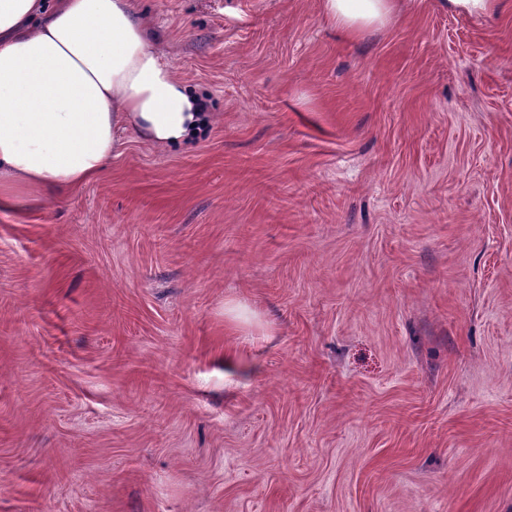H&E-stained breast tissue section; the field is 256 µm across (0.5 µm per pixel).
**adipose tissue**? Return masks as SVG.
Masks as SVG:
<instances>
[{"label": "adipose tissue", "mask_w": 512, "mask_h": 512, "mask_svg": "<svg viewBox=\"0 0 512 512\" xmlns=\"http://www.w3.org/2000/svg\"><path fill=\"white\" fill-rule=\"evenodd\" d=\"M398 0H320L354 39ZM138 0H0V205L52 201L98 175L125 133L176 147L210 122Z\"/></svg>", "instance_id": "ef3b65f1"}]
</instances>
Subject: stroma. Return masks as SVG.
<instances>
[{
    "mask_svg": "<svg viewBox=\"0 0 512 512\" xmlns=\"http://www.w3.org/2000/svg\"><path fill=\"white\" fill-rule=\"evenodd\" d=\"M139 2L211 126L0 209V512H512V0ZM398 0H320L324 18L342 35L354 39L369 29L389 26ZM502 0H445L443 3L453 14L481 17L495 13Z\"/></svg>",
    "mask_w": 512,
    "mask_h": 512,
    "instance_id": "obj_1",
    "label": "stroma"
}]
</instances>
